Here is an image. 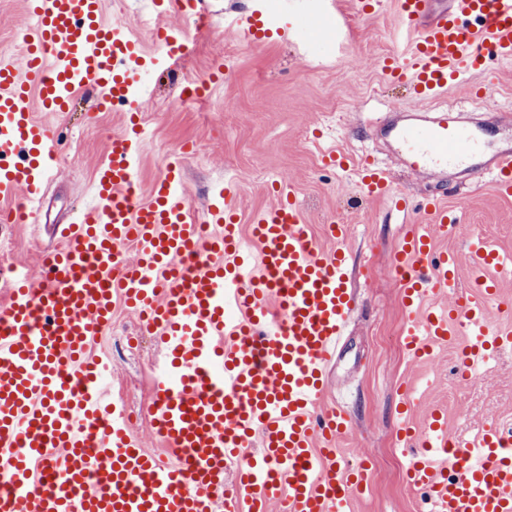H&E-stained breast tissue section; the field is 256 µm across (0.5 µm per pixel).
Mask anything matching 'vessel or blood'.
Returning a JSON list of instances; mask_svg holds the SVG:
<instances>
[{"mask_svg":"<svg viewBox=\"0 0 512 512\" xmlns=\"http://www.w3.org/2000/svg\"><path fill=\"white\" fill-rule=\"evenodd\" d=\"M36 24L22 64L0 65V198L42 206L56 145L31 110L64 111L72 94L98 86L104 105L134 103L127 72L137 61L122 25L104 21V0H25ZM407 59L386 57L395 77L411 75L415 94L433 99L465 71L512 58V0H396ZM392 159L415 175L464 160L512 192V148L489 151V126L460 124L453 113L422 111L413 122H384ZM136 139L113 134L106 163L62 248L40 277L12 272L0 312V512H270L287 491L288 512H341L358 474L342 476L335 441L342 412L322 415L327 368L355 296L342 249H322L292 196L264 210L255 248L242 244L232 204L220 233H201L187 215L182 174L170 164L139 199ZM365 195L389 194L388 171L362 166ZM394 252L403 340L413 355L447 340L449 323L489 337L480 301L413 315L421 289L447 291L454 255L433 263L431 240L454 222L437 198L422 206ZM138 256L129 259L127 249ZM472 264L512 275V260L473 251ZM122 298L158 338L161 369L152 424L175 458L141 448L130 417L106 403L101 368L89 348L112 323ZM423 451L410 462L413 485L427 487L436 512H512V435L486 430L476 444L448 436L430 417L409 426ZM260 450L246 454L252 441ZM235 481H227L229 468Z\"/></svg>","mask_w":512,"mask_h":512,"instance_id":"obj_1","label":"vessel or blood"}]
</instances>
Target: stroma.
<instances>
[{"label": "stroma", "mask_w": 512, "mask_h": 512, "mask_svg": "<svg viewBox=\"0 0 512 512\" xmlns=\"http://www.w3.org/2000/svg\"><path fill=\"white\" fill-rule=\"evenodd\" d=\"M271 0H205V22H197L165 0L163 13L150 0H105L108 22H122L139 48L154 58L137 78L145 94L143 134L137 158L140 201L173 155H180L190 216L210 221L215 187L232 182L244 242H251L255 217L274 205L273 183L290 188L315 242L332 246L329 224L348 227V257L356 308L329 371L324 408L343 403L349 430L336 443L344 468L369 462L362 492L347 512H433L424 490L410 485V455L400 439L402 409L418 423L438 410L448 434L475 442L487 429H512V345L484 349L475 336L455 328L431 360H415L401 338L404 310L393 273L394 249L411 219L383 198L362 199L356 171L368 161L386 165L395 187L412 195L443 194L458 222L436 238L435 255L457 258L452 291L427 294L426 305H445L472 293L467 246L482 238L512 256V196H502L489 174L470 176L460 168L446 175L415 177L394 161L375 132L393 109L419 106L409 83L387 80L383 59L403 45L395 0H336L346 24L335 38L311 34L246 37L227 17L267 11ZM151 16V27L138 23ZM183 30V56L170 59L156 40L155 25ZM101 92H78L63 112H37L60 143L43 209L28 223L0 235V270L37 275L42 260L59 244L56 227L73 220L97 170L106 161L103 131L124 130L126 110H102ZM464 117L496 124L507 118L501 137L512 136V58L483 72L463 74L435 101ZM347 154L349 168L327 166L328 148ZM155 336L139 326L123 301L112 308V325L90 348L108 365L107 381L133 417L141 447L164 461L172 456L156 434L149 409L154 396ZM474 362L462 379L461 354Z\"/></svg>", "instance_id": "35a3bbf8"}]
</instances>
